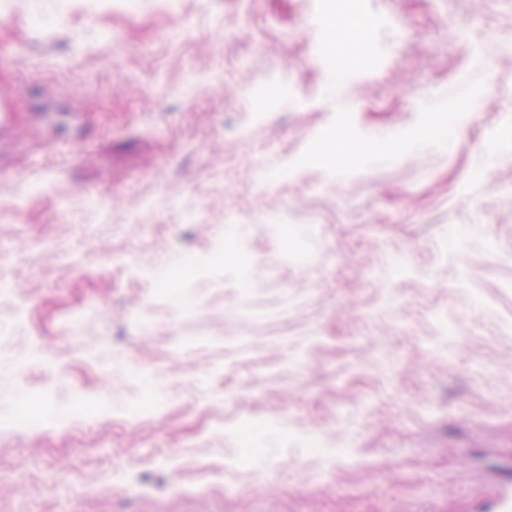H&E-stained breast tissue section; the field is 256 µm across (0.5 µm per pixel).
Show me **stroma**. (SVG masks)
I'll return each instance as SVG.
<instances>
[{
  "mask_svg": "<svg viewBox=\"0 0 512 512\" xmlns=\"http://www.w3.org/2000/svg\"><path fill=\"white\" fill-rule=\"evenodd\" d=\"M41 6L0 9V512L512 488V0Z\"/></svg>",
  "mask_w": 512,
  "mask_h": 512,
  "instance_id": "35a3bbf8",
  "label": "stroma"
}]
</instances>
